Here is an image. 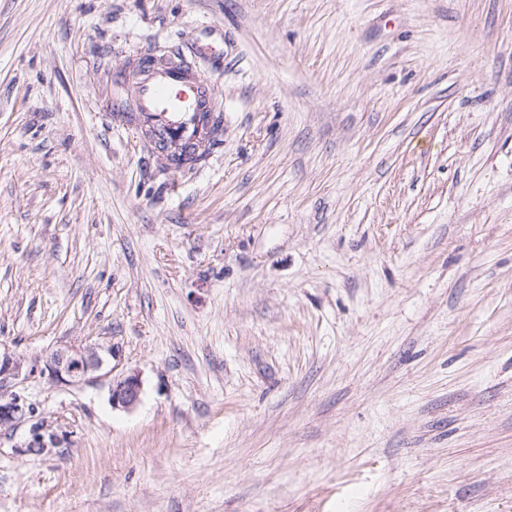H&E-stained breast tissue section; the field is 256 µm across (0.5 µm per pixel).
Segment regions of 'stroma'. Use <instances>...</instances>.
<instances>
[{
  "instance_id": "obj_1",
  "label": "stroma",
  "mask_w": 512,
  "mask_h": 512,
  "mask_svg": "<svg viewBox=\"0 0 512 512\" xmlns=\"http://www.w3.org/2000/svg\"><path fill=\"white\" fill-rule=\"evenodd\" d=\"M202 42L194 172L112 117L141 47ZM0 512H512V0H0ZM114 346L109 341L88 342L60 347L39 363L27 364L0 349V428L12 427L32 417L35 411L18 388L37 375L48 377L65 386H82L109 382L113 408L133 410L141 399L142 380L138 372L113 376ZM60 439L54 433L48 435V440L41 433H35L33 439L25 448H17L16 452L22 455L62 454L66 448H58Z\"/></svg>"
}]
</instances>
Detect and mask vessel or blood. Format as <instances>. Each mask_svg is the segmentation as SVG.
Masks as SVG:
<instances>
[{
  "label": "vessel or blood",
  "mask_w": 512,
  "mask_h": 512,
  "mask_svg": "<svg viewBox=\"0 0 512 512\" xmlns=\"http://www.w3.org/2000/svg\"><path fill=\"white\" fill-rule=\"evenodd\" d=\"M210 52L207 44L164 56L146 48L114 76L113 111L139 131L161 167L195 169L198 156L212 150L218 104L211 83L195 65Z\"/></svg>",
  "instance_id": "1"
}]
</instances>
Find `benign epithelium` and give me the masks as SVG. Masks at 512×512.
<instances>
[{
	"label": "benign epithelium",
	"instance_id": "7a95c632",
	"mask_svg": "<svg viewBox=\"0 0 512 512\" xmlns=\"http://www.w3.org/2000/svg\"><path fill=\"white\" fill-rule=\"evenodd\" d=\"M114 346L109 341L88 342L78 346L60 347L46 359L45 364H27L9 352H0V428L15 426L33 416L34 407L18 388L36 376H48L65 386H82L103 380L109 382L112 407L133 410L141 399L142 380L137 372L113 375ZM60 439L51 433H36L22 455L61 454Z\"/></svg>",
	"mask_w": 512,
	"mask_h": 512
}]
</instances>
